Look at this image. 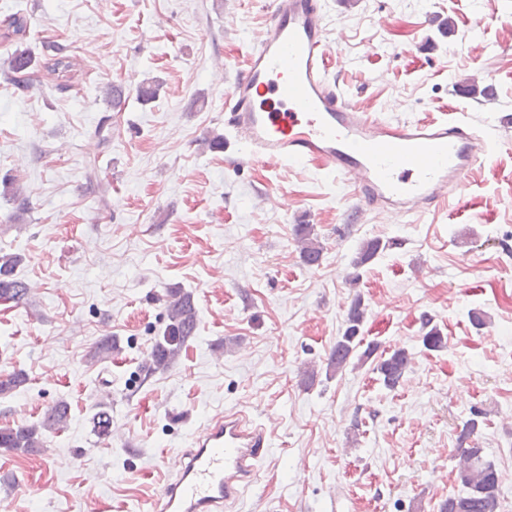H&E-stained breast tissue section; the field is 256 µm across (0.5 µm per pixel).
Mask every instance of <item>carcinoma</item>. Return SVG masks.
I'll return each instance as SVG.
<instances>
[{
  "label": "carcinoma",
  "mask_w": 512,
  "mask_h": 512,
  "mask_svg": "<svg viewBox=\"0 0 512 512\" xmlns=\"http://www.w3.org/2000/svg\"><path fill=\"white\" fill-rule=\"evenodd\" d=\"M32 19L31 15L14 14L5 20L4 31L0 34V40L7 46L3 65L0 66V76L20 93H25L31 88V77L37 67L35 56L26 42ZM72 65L73 57L69 46L57 41H51L46 45V72L64 71ZM106 100L112 106V111L121 114L125 99L120 86H108ZM3 188V195L10 196L17 212L23 213L28 210L29 197L19 184L5 179ZM295 235L303 261L310 266L319 264L322 247L313 238L312 225H297ZM380 249V240L367 241L361 247L355 265L362 266L368 263ZM21 262L22 256L17 254L0 256V302L19 305L27 299L29 286L16 275V269ZM165 313L167 324L163 336L156 341L151 352V362L148 366L151 372L169 367L181 354L188 340L194 336L197 327V309L193 295L182 288L168 290ZM364 315L363 302L357 297L348 310L342 336L337 338L329 352L327 372L337 374L354 359L362 365L376 354L375 345L361 348L360 330ZM424 327L427 331L422 336V344L426 349L440 350L446 347V339L437 327L430 326L428 320L425 321ZM116 350V341L111 337H105L89 352V357L92 360H103ZM410 365L411 356L408 351L397 349L388 356H380L373 366V371L379 374L387 388L394 389L400 384ZM26 382L27 376L24 372H15L0 380V395L11 392ZM69 418L68 405L59 402L48 409L38 423L0 428V449L21 454L39 453L44 448L45 433L64 428ZM457 477L465 488V494L445 500L440 505L439 512H500L499 475L495 466L485 459L483 449L477 446L461 449Z\"/></svg>",
  "instance_id": "1"
}]
</instances>
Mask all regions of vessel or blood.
<instances>
[{"label":"vessel or blood","mask_w":512,"mask_h":512,"mask_svg":"<svg viewBox=\"0 0 512 512\" xmlns=\"http://www.w3.org/2000/svg\"><path fill=\"white\" fill-rule=\"evenodd\" d=\"M268 21L224 96V124L249 161L315 164L349 181L360 204L410 217L463 195L493 150L512 148V126L495 133L467 121L389 120L360 111L332 82V41L319 0H267ZM269 448L245 411L212 418L152 512H225L253 482Z\"/></svg>","instance_id":"vessel-or-blood-1"}]
</instances>
